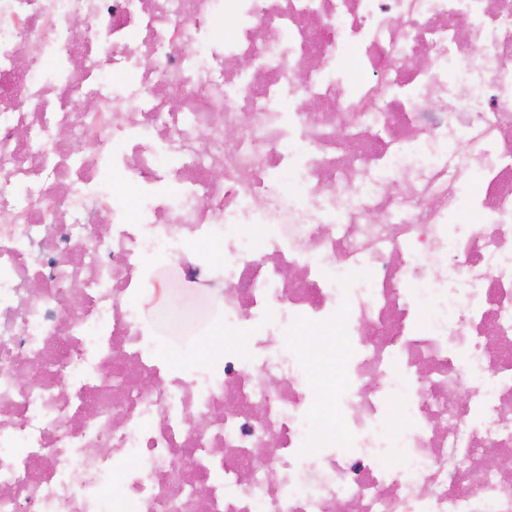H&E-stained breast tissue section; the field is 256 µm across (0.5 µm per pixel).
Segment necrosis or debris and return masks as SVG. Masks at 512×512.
Instances as JSON below:
<instances>
[{
  "label": "necrosis or debris",
  "mask_w": 512,
  "mask_h": 512,
  "mask_svg": "<svg viewBox=\"0 0 512 512\" xmlns=\"http://www.w3.org/2000/svg\"><path fill=\"white\" fill-rule=\"evenodd\" d=\"M0 512H512V0H0Z\"/></svg>",
  "instance_id": "4bbe7bcc"
}]
</instances>
